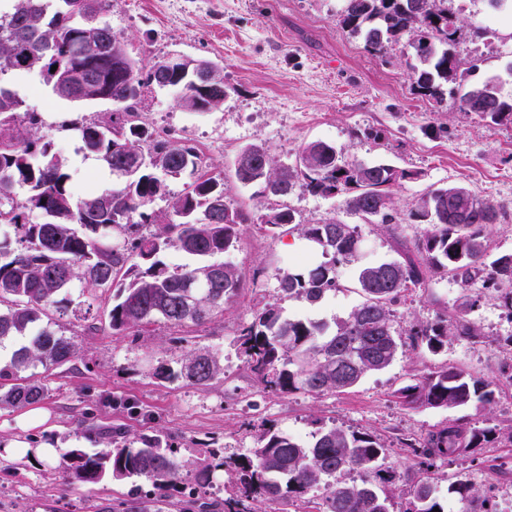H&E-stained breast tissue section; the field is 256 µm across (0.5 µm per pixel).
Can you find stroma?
Returning <instances> with one entry per match:
<instances>
[{
  "label": "stroma",
  "instance_id": "obj_1",
  "mask_svg": "<svg viewBox=\"0 0 512 512\" xmlns=\"http://www.w3.org/2000/svg\"><path fill=\"white\" fill-rule=\"evenodd\" d=\"M344 0H112L106 20L142 67L176 52L219 62L226 97L221 109L192 112L173 92L146 90L140 110L152 129L187 139L200 152L206 170L223 175L227 200L257 212L277 205L259 187H244L234 177L239 150L250 143L268 146L277 163L294 162L302 146L321 140L336 147L342 164L385 161L419 171V178L394 191L395 229L357 222L340 198L298 192L288 197L298 222L340 220L357 224L365 242L362 261L375 264L414 250L424 234L411 222L410 210L430 188L463 185L500 207L502 217L489 232L490 254L512 251V124L493 125L461 110L458 95L442 103L417 97L411 73L416 64L408 48L386 54L368 52L362 39L342 29L338 16ZM487 0H472L458 10L461 61L473 65L470 82L493 80L503 98H512V26L498 30L496 46L483 43L478 17L490 13ZM0 84L22 96L43 118L56 152L66 160L71 190L82 197L84 180L111 186L112 175L94 157L84 156L60 124L81 113L103 118L111 102H69L51 86L13 74ZM381 138H373V130ZM309 255L306 242L287 229L269 231L243 225L235 247L220 260L243 274L242 288L224 311L204 325L158 321L147 331L113 333L109 326L111 294H89L80 282L70 288V304L52 312L59 330L70 337L73 360L50 371L46 396L38 406L50 414L48 426L21 431L22 411L0 407V512H112L113 506L147 494L142 478L73 483L63 476L61 459H40L38 448L66 450L74 444L104 447L112 428L134 438L157 432L168 436L184 461L182 482L193 487L197 465L212 449L225 455L247 453L262 427L272 426L306 439L321 425L368 431L386 445L383 464L400 474L389 487L394 512H404L408 491L424 475L419 457L407 443L460 422L471 427L512 426V321L481 284L461 288L450 276L408 288L392 307L393 327L429 324L447 315L464 294L481 295L466 317L481 327L478 339L452 336L438 353L404 350L386 370L367 375L358 385L318 397L305 393L273 395L250 371L237 336L265 304L285 316L334 322L362 302L355 290L354 266H341L342 288L311 304L284 296L278 275L299 266ZM219 352L224 372L209 386L185 380L159 382L153 368L197 348ZM451 366L493 383V398L483 407L414 410L403 406L395 390L413 377ZM25 444L31 455L11 456L10 442ZM437 492L447 512L458 505L449 483L472 481L479 493L494 497L498 512H512V443L487 444L474 453L451 458L438 469Z\"/></svg>",
  "mask_w": 512,
  "mask_h": 512
}]
</instances>
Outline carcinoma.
<instances>
[{
  "instance_id": "1",
  "label": "carcinoma",
  "mask_w": 512,
  "mask_h": 512,
  "mask_svg": "<svg viewBox=\"0 0 512 512\" xmlns=\"http://www.w3.org/2000/svg\"><path fill=\"white\" fill-rule=\"evenodd\" d=\"M446 0H345L339 23L358 34L373 54L405 42L419 61L413 68V88L440 103L444 86L462 90L460 103L492 124L512 123V100L502 98L491 83L464 87L470 69L461 68L452 45L457 18L443 7ZM75 0H13L0 15V75H35L60 94L58 82L70 70H85L96 81L104 101L120 104L108 119L84 117L60 128L78 141V150L95 157L118 180L112 211L103 210L99 192L75 199L71 175L41 134L43 120L25 111V101L0 85V219L13 235L0 236V407H22L45 396L42 373L70 362V338L43 323L49 311L67 301L77 279L88 290L112 289L109 325L115 333L164 320L173 325L208 321L224 310L241 288L243 275L214 257L237 242L241 227L254 216L224 204V178L203 170L198 150L187 141L160 138L133 119L143 89L156 86L173 91L178 103L194 112L224 105V71L212 62L183 55L173 62L166 55L149 69L126 68L125 41L112 28L79 23L71 10ZM56 71H51L52 66ZM236 182L258 185L261 193L287 197L296 191L340 197L350 215L387 227L394 221L393 189L419 173L388 163H341L336 148L324 141L305 144L291 165L279 166L262 144L243 147L235 160ZM188 178L182 193L172 196L166 178ZM167 202L155 210L156 201ZM38 211L40 223L28 213ZM275 231L293 226L308 244L319 246L325 260L299 270L279 273V288L290 299L317 302L337 288L336 264L356 266V286L365 300L334 324L289 318L268 304L237 338L248 365L263 388L279 394L304 392L320 396L357 385L367 374L387 369L406 347L431 353L448 344V337L477 338L480 328L466 312L481 296H468L434 324L413 325L407 339L395 334L390 305L411 285L436 274H449L463 288L480 281L495 291L500 306L512 313V253H487L488 234L500 219V209L460 185L430 189L409 212V220L426 225L413 256L377 264L359 263L362 238L355 224L332 220L299 224L286 206L259 216ZM170 251L197 258L193 267H170ZM178 368L161 364L154 376L162 382L183 379L207 386L224 372L218 354L198 350L177 356ZM43 372H38L37 368ZM491 383L461 370L438 367L400 388L397 397L412 409H456L491 402ZM512 439V427L493 428L450 424L426 442L408 444L423 457L427 471L436 461L500 437ZM385 444L367 431L321 425L307 441L273 427L261 430L256 446L238 457L213 452V461L197 473L203 492L180 501L181 512H258L260 499L306 498L322 485L325 495L318 512H390L384 487L399 480L382 467ZM67 476L77 482L99 483L106 478H144L152 494L140 499L138 512H165L171 505L182 465L164 434L127 439L112 431V446L89 452L75 446L62 454ZM235 473L232 494L218 501L204 492L210 472ZM360 480L349 478L352 472ZM459 512H493L487 499L467 481L448 485ZM444 512L430 478L409 490L405 512Z\"/></svg>"
}]
</instances>
